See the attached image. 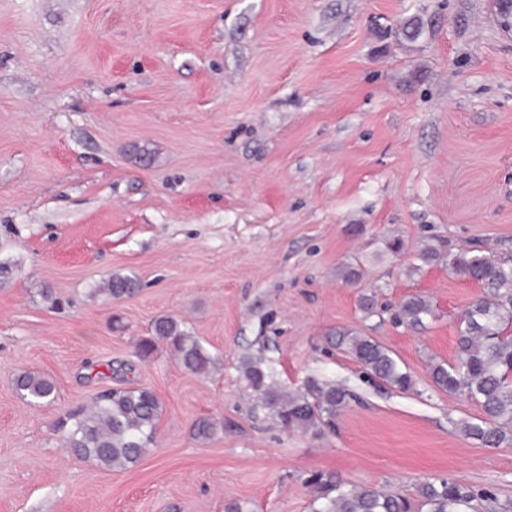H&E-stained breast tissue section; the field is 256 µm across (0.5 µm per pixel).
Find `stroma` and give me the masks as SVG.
<instances>
[{"mask_svg":"<svg viewBox=\"0 0 512 512\" xmlns=\"http://www.w3.org/2000/svg\"><path fill=\"white\" fill-rule=\"evenodd\" d=\"M417 13L416 42L381 38ZM428 246L512 257V29L493 0H0V512H311L317 471L410 496L445 476L494 493L472 512H512V446L465 438L480 407L430 382L481 289L421 263ZM130 272L136 295L98 294ZM371 292L438 316L364 317ZM160 315L223 368L164 347L138 362ZM340 328L414 389L331 348ZM246 357L352 398L333 427L285 430L252 412ZM23 370L55 400L23 401ZM124 385L161 400L155 447L122 471L68 454L57 420ZM203 417L224 428L202 444ZM436 308L422 294H409L400 300L392 320L411 330H423L428 321L436 318ZM330 343L348 353L370 377L381 380L386 385L401 392L413 390L415 382L396 358L386 348L368 336L356 331H337ZM17 394L30 403L51 402L56 397L54 381L40 373L23 371L14 378Z\"/></svg>","mask_w":512,"mask_h":512,"instance_id":"obj_1","label":"stroma"}]
</instances>
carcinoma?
Masks as SVG:
<instances>
[{
    "label": "carcinoma",
    "instance_id": "carcinoma-1",
    "mask_svg": "<svg viewBox=\"0 0 512 512\" xmlns=\"http://www.w3.org/2000/svg\"><path fill=\"white\" fill-rule=\"evenodd\" d=\"M425 31L422 16L414 15L395 30L400 41L415 42ZM448 270L478 283L483 292L458 321L456 354L448 364L433 363V386L459 394L478 405L482 416L460 423L467 439L485 447L512 445V264L461 250L448 253ZM136 275L113 274L96 292L119 301L136 294ZM436 318V308L422 294H409L396 307L392 320L411 330L426 328ZM165 344L178 363L193 374L208 375L221 365L210 352L170 315L159 316L150 334L135 340L134 353L146 362L159 344ZM330 343L348 353L370 377L401 392L413 390L415 382L386 348L369 336L353 330L338 331ZM241 381L253 395V410L269 414L282 428L307 432L331 425L336 414L349 403L351 393L315 376L294 391L276 385L268 367L247 357L241 363ZM17 394L30 403L51 402L56 397L54 381L40 373L23 371L14 378ZM162 404L147 387L107 388L100 391L87 410L68 413L57 430L64 447L76 457L108 470L136 466L156 443ZM220 423L201 419L193 429L200 441L211 439ZM314 512H468L475 493L457 481L435 478L418 487L419 504L374 487L349 486L331 473L312 475Z\"/></svg>",
    "mask_w": 512,
    "mask_h": 512
}]
</instances>
